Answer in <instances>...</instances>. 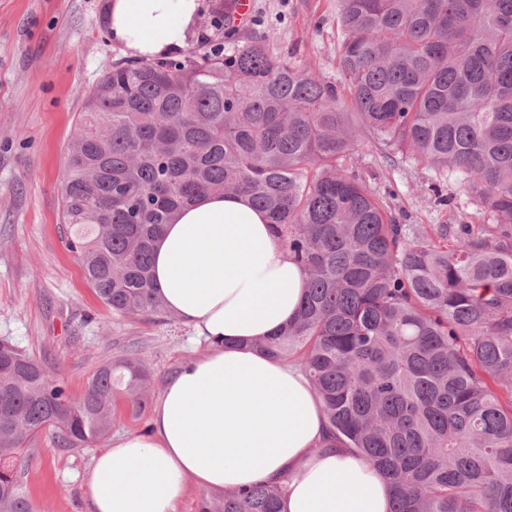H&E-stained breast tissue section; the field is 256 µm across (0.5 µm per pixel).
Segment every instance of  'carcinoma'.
I'll list each match as a JSON object with an SVG mask.
<instances>
[{"label":"carcinoma","instance_id":"cac0c4a2","mask_svg":"<svg viewBox=\"0 0 512 512\" xmlns=\"http://www.w3.org/2000/svg\"><path fill=\"white\" fill-rule=\"evenodd\" d=\"M340 86L274 56L270 35L198 58L114 63L64 171L67 250L124 318H175L152 274L162 226L208 193L266 212L307 282L298 317L253 347L297 365L327 420L392 486L391 512H512V0H336ZM236 31L231 4H215ZM365 135L458 175L493 223L397 224L341 161ZM150 370L100 366L74 395L0 339V512H35L16 474L38 435L102 441L138 417ZM260 482L198 512H281Z\"/></svg>","mask_w":512,"mask_h":512}]
</instances>
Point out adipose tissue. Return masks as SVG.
<instances>
[{"instance_id": "ef3b65f1", "label": "adipose tissue", "mask_w": 512, "mask_h": 512, "mask_svg": "<svg viewBox=\"0 0 512 512\" xmlns=\"http://www.w3.org/2000/svg\"><path fill=\"white\" fill-rule=\"evenodd\" d=\"M200 0H112L115 43L150 60L186 48ZM154 280L207 343L164 384L152 430L92 459L89 512H175L188 483L213 491L284 486L283 512H390L392 489L366 460L325 448L305 375L251 346L298 312L306 278L245 195L209 194L165 225Z\"/></svg>"}]
</instances>
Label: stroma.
<instances>
[{"label":"stroma","mask_w":512,"mask_h":512,"mask_svg":"<svg viewBox=\"0 0 512 512\" xmlns=\"http://www.w3.org/2000/svg\"><path fill=\"white\" fill-rule=\"evenodd\" d=\"M111 0H0V337L59 373L72 394L107 360L136 350L151 369V397L130 418L119 409L113 436L151 427L166 377L205 353L181 320L160 323L113 315L89 287L65 247L62 184L65 154L87 97L114 62L125 58L110 38ZM263 30L270 50L341 81L342 40L335 0H252L240 36ZM400 224H487L491 218L453 175L388 154L359 139L344 163ZM93 448L64 452L42 434L27 469L37 512H87L83 486Z\"/></svg>","instance_id":"35a3bbf8"}]
</instances>
